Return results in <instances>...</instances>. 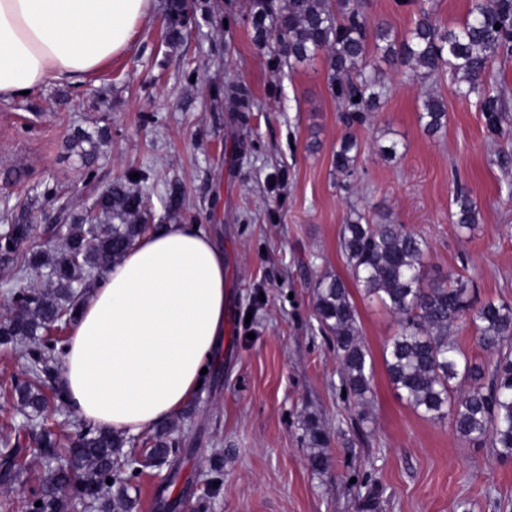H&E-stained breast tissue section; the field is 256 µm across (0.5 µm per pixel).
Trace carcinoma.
I'll return each mask as SVG.
<instances>
[{
    "instance_id": "1",
    "label": "carcinoma",
    "mask_w": 512,
    "mask_h": 512,
    "mask_svg": "<svg viewBox=\"0 0 512 512\" xmlns=\"http://www.w3.org/2000/svg\"><path fill=\"white\" fill-rule=\"evenodd\" d=\"M189 10L187 0H167L169 35H179L190 23ZM249 16L256 42L288 69L325 54L336 102L355 119L375 111L385 95L384 76L375 63L378 57L390 66L429 76L450 74L462 96L476 97V107L493 134H500L509 120L507 101L485 88L484 76L493 63L512 57V0H471L467 17L453 28L438 25L431 9L422 6L414 26L401 37L382 24L368 30L360 0H249ZM226 95L230 111H253L254 103L242 89L231 85ZM419 120L428 132L441 129L447 120L443 100H424ZM104 137L103 131L96 136L82 132L71 139V147L88 167L90 182L95 180L91 166ZM358 156L357 140L344 137L333 152L335 170L346 178L354 176ZM147 179L141 172L137 178L112 182L93 201L99 212L95 224L86 223L69 202L60 201L55 189H45V196L59 202L65 227L58 248L20 255L33 232V225L23 221L6 225L0 233V265L19 258L23 267L45 280L42 286L16 289L0 309V348L23 347L29 362L26 377L3 391L13 394L31 418L40 420L31 438L33 459L52 466L26 504V512H70L76 499L96 502L100 512H131L134 500L128 489L138 476L133 458L140 457L141 466L147 468L163 465L177 454L178 442L162 433L139 454L134 447L126 448L125 436L89 424L80 425L63 444L47 412L45 390L64 401L60 389L48 386L55 376L57 346L65 342L58 332L74 324L85 292L82 285L120 259L148 229L152 211L133 190L134 184ZM166 199L167 212L183 209L180 186H169ZM452 204L455 224L473 229L480 216L473 197L460 189ZM59 226H45L44 240L55 238ZM340 237L356 288L397 318L398 332L384 352L394 388L414 411L446 420L458 437L477 447L487 443L501 458L512 459V304L488 300L474 306L469 285L459 273L450 272L443 281L429 279L426 241L402 224H371L355 209ZM314 299L320 328L336 347L342 384L362 400L370 376L350 289L341 277L325 274L315 283ZM461 323L473 325L479 344L492 355L489 362L469 358L451 339V329ZM305 433L312 448L311 465L326 468L322 452L326 432L310 418ZM18 448L17 441L0 443V467L7 480L22 473Z\"/></svg>"
}]
</instances>
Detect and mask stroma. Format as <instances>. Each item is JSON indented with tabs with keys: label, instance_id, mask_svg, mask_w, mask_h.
I'll list each match as a JSON object with an SVG mask.
<instances>
[{
	"label": "stroma",
	"instance_id": "stroma-1",
	"mask_svg": "<svg viewBox=\"0 0 512 512\" xmlns=\"http://www.w3.org/2000/svg\"><path fill=\"white\" fill-rule=\"evenodd\" d=\"M190 3L192 21L178 39H169L157 0L133 49L94 77L0 104V216L55 223L45 188L82 209L98 189L143 168L154 223L202 225L224 251V342L200 388L165 424L180 442L175 482L144 469L133 481L138 512H157L161 495L173 512H359L368 501L373 512H512V462L398 396L383 359L395 317L352 291L373 366L362 407L342 392L333 342L314 309L320 276L352 278L340 232L355 208L421 235L431 278L455 270L475 303H512V167L495 156L512 150V121L489 138L482 112L450 78L405 69L387 73L377 112L353 120L330 93L324 56L291 70L271 62L254 41L249 0ZM423 5L446 28L465 18L470 0H363V13L369 25L402 35ZM230 83L254 100L241 126L232 125L222 95ZM429 96L442 98L448 113L433 135L419 122ZM101 127L111 139L90 183L68 139ZM347 135L361 148L352 178L332 165ZM390 144L392 159L380 152ZM172 182L185 191L178 216L164 207ZM458 183L480 210L467 233L450 218ZM309 418L329 433L323 470L310 464ZM34 429L16 399L0 395V439L21 440L25 467L8 495L23 502L43 474L26 441Z\"/></svg>",
	"mask_w": 512,
	"mask_h": 512
}]
</instances>
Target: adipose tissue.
I'll list each match as a JSON object with an SVG mask.
<instances>
[{
  "label": "adipose tissue",
  "mask_w": 512,
  "mask_h": 512,
  "mask_svg": "<svg viewBox=\"0 0 512 512\" xmlns=\"http://www.w3.org/2000/svg\"><path fill=\"white\" fill-rule=\"evenodd\" d=\"M153 0H0V101L127 53ZM224 253L190 224L140 237L86 294L60 385L84 423L130 435L193 396L224 339Z\"/></svg>",
  "instance_id": "ef3b65f1"
}]
</instances>
